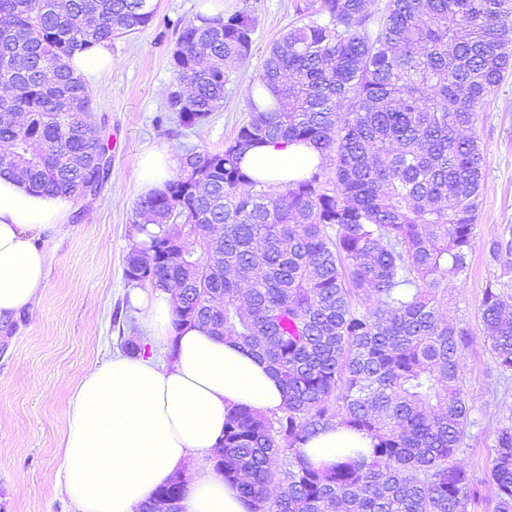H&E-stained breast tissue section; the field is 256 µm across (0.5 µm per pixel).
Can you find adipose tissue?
Returning <instances> with one entry per match:
<instances>
[{"instance_id": "ef3b65f1", "label": "adipose tissue", "mask_w": 512, "mask_h": 512, "mask_svg": "<svg viewBox=\"0 0 512 512\" xmlns=\"http://www.w3.org/2000/svg\"><path fill=\"white\" fill-rule=\"evenodd\" d=\"M321 161L311 145L284 139L249 148L241 168L251 179L279 188L310 176ZM177 165L168 145L146 152L138 167L143 194L163 190ZM72 198L28 191L0 177V323L34 303L46 278V254L34 243L63 225ZM143 341L151 351L112 355L90 367L71 392L72 411L59 455L56 485L78 512H139L143 502L184 464H192L184 512H247L237 489L215 471L211 453L224 433V416L246 405L263 412L282 407L285 394L266 363L237 342L173 324L174 298L157 289L136 291ZM169 353L162 361L157 351ZM369 438L335 424L305 445L326 467L345 461Z\"/></svg>"}]
</instances>
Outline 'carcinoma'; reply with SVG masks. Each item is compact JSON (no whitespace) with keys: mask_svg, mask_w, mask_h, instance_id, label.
I'll use <instances>...</instances> for the list:
<instances>
[{"mask_svg":"<svg viewBox=\"0 0 512 512\" xmlns=\"http://www.w3.org/2000/svg\"><path fill=\"white\" fill-rule=\"evenodd\" d=\"M296 0L267 50L250 118L218 153L139 199L125 278L180 297L175 327L242 343L278 377L282 407L227 411L216 470L247 512H471L477 481L451 460L471 424L464 329L444 317L469 267L487 177L473 130L512 72V0ZM153 0H0V176L85 197L109 176L93 98L70 60L155 18ZM248 8L173 24L166 109L203 125L224 102V65L252 55ZM271 98H266L264 92ZM319 149L318 170L279 191L245 175L246 149ZM152 224L156 231L150 232ZM224 252V274L212 255ZM485 289L483 333L512 372V315ZM342 422L369 452L329 468L303 445ZM482 482L512 512V427ZM178 472L141 506L183 498Z\"/></svg>","mask_w":512,"mask_h":512,"instance_id":"cac0c4a2","label":"carcinoma"}]
</instances>
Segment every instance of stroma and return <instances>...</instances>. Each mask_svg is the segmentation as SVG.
Listing matches in <instances>:
<instances>
[{
	"label": "stroma",
	"instance_id": "obj_1",
	"mask_svg": "<svg viewBox=\"0 0 512 512\" xmlns=\"http://www.w3.org/2000/svg\"><path fill=\"white\" fill-rule=\"evenodd\" d=\"M147 28L113 40L106 92H94L92 119L110 147L112 167L94 197V212L75 205L65 225L37 238L47 254L45 287L32 309L0 328V512H77L55 485L59 444L67 432L70 390L86 370L123 354L140 333L139 313L124 276L138 242L137 170L141 154L166 143L217 152L248 121L241 89L252 83L268 47L295 21L294 0H224L225 13L250 9L252 55L227 65L224 103L195 129L168 120L164 91L176 34L167 22L202 13L206 0H156ZM476 134L487 179L468 275L448 296V315L468 330L462 350L471 424L456 461L482 478L497 433L512 423V375L495 364L482 331L485 288L512 296V76L479 114Z\"/></svg>",
	"mask_w": 512,
	"mask_h": 512
}]
</instances>
